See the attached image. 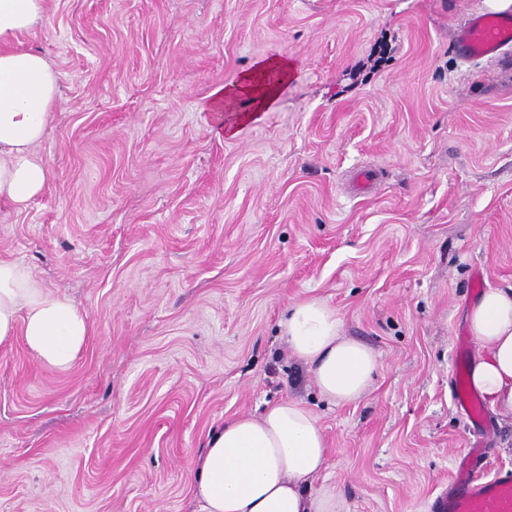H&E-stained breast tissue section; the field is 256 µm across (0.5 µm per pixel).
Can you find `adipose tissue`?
I'll return each instance as SVG.
<instances>
[{
	"mask_svg": "<svg viewBox=\"0 0 512 512\" xmlns=\"http://www.w3.org/2000/svg\"><path fill=\"white\" fill-rule=\"evenodd\" d=\"M46 0H0V201L17 209L41 194L47 169L35 149L58 106L59 73L24 36L41 22ZM290 63L261 59L233 84L217 88L206 106L216 135H234L253 113L273 108ZM248 99L253 113L238 109ZM468 328L485 351L470 368L472 387L492 410L512 415V288H490L467 314ZM292 354L309 365L328 403L366 394L379 368L375 353L342 333L325 300L302 299L279 323ZM89 334L84 313L43 287L22 263L0 259V345L23 336L48 367L67 369ZM326 436L314 414L287 400L260 416L225 422L200 457L194 496L198 512H343L332 484L313 488L326 466Z\"/></svg>",
	"mask_w": 512,
	"mask_h": 512,
	"instance_id": "ef3b65f1",
	"label": "adipose tissue"
}]
</instances>
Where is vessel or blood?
Returning <instances> with one entry per match:
<instances>
[{
  "label": "vessel or blood",
  "mask_w": 512,
  "mask_h": 512,
  "mask_svg": "<svg viewBox=\"0 0 512 512\" xmlns=\"http://www.w3.org/2000/svg\"><path fill=\"white\" fill-rule=\"evenodd\" d=\"M457 46L468 60L501 58L512 47V14L471 18L458 32ZM483 449L475 448L453 470L430 512H512V470L481 472Z\"/></svg>",
  "instance_id": "b4317fda"
}]
</instances>
